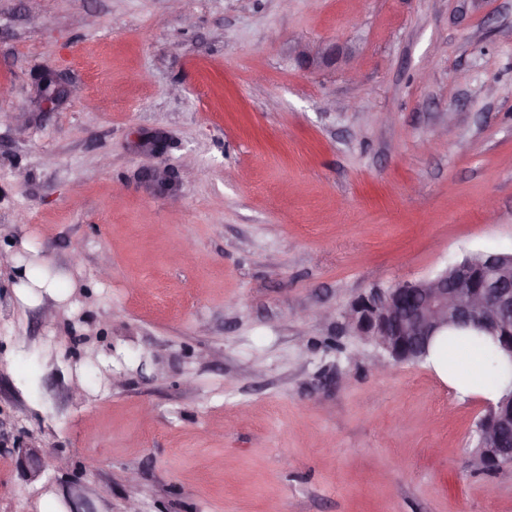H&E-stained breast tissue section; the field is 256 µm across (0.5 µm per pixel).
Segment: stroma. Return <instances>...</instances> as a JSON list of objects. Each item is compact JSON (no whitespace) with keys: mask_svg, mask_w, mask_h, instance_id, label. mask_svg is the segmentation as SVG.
<instances>
[{"mask_svg":"<svg viewBox=\"0 0 512 512\" xmlns=\"http://www.w3.org/2000/svg\"><path fill=\"white\" fill-rule=\"evenodd\" d=\"M0 83V512H512L343 318L512 251V0H0Z\"/></svg>","mask_w":512,"mask_h":512,"instance_id":"stroma-1","label":"stroma"}]
</instances>
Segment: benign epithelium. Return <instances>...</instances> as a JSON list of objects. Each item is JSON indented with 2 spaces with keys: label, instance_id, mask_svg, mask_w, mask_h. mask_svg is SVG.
I'll list each match as a JSON object with an SVG mask.
<instances>
[{
  "label": "benign epithelium",
  "instance_id": "7a95c632",
  "mask_svg": "<svg viewBox=\"0 0 512 512\" xmlns=\"http://www.w3.org/2000/svg\"><path fill=\"white\" fill-rule=\"evenodd\" d=\"M346 318L356 335L394 363L415 361L450 325L497 336L512 356V254L482 252L449 272L374 287L350 304ZM478 433L472 465L495 471L512 460V391L490 404Z\"/></svg>",
  "mask_w": 512,
  "mask_h": 512
}]
</instances>
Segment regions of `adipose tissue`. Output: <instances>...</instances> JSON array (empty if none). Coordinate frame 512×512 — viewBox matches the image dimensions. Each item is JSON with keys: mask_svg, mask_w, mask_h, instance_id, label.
<instances>
[{"mask_svg": "<svg viewBox=\"0 0 512 512\" xmlns=\"http://www.w3.org/2000/svg\"><path fill=\"white\" fill-rule=\"evenodd\" d=\"M428 361L443 383L467 397L495 401L512 385V364L492 366L485 337L472 331L437 337Z\"/></svg>", "mask_w": 512, "mask_h": 512, "instance_id": "adipose-tissue-1", "label": "adipose tissue"}]
</instances>
